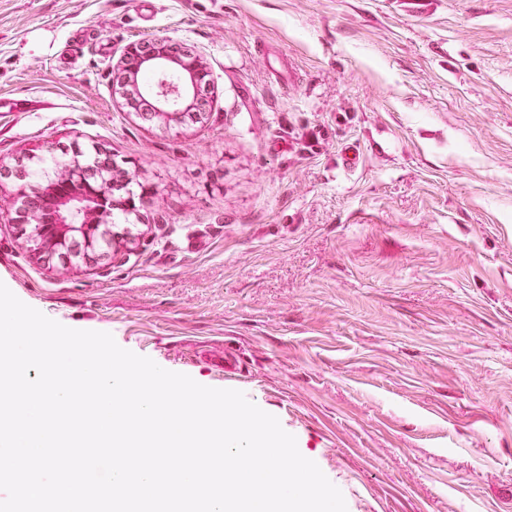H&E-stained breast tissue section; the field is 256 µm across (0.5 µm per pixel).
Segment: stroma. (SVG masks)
Segmentation results:
<instances>
[{
  "label": "stroma",
  "mask_w": 512,
  "mask_h": 512,
  "mask_svg": "<svg viewBox=\"0 0 512 512\" xmlns=\"http://www.w3.org/2000/svg\"><path fill=\"white\" fill-rule=\"evenodd\" d=\"M159 36L199 123L115 95ZM96 146L157 186L133 251L43 262L0 178L18 299L243 392L347 512H512V0H0V169ZM167 37L129 43L122 51L116 75V86L123 99L148 95L153 101V112H138L143 120L152 124L170 126L183 124L188 116L196 117L203 112H184L194 108L201 89L209 85V70L201 58L184 52ZM192 62L187 63L188 56ZM181 73L176 86L160 80L152 88L141 83L144 72H153L160 78ZM127 104H130L127 102Z\"/></svg>",
  "instance_id": "1"
}]
</instances>
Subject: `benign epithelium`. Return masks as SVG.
Listing matches in <instances>:
<instances>
[{
  "label": "benign epithelium",
  "mask_w": 512,
  "mask_h": 512,
  "mask_svg": "<svg viewBox=\"0 0 512 512\" xmlns=\"http://www.w3.org/2000/svg\"><path fill=\"white\" fill-rule=\"evenodd\" d=\"M189 53L166 37L129 43L122 51L116 86L122 97L149 96L153 111L142 112L143 120L170 126L185 118L197 117L186 112L196 105L199 92L209 85V70L201 58L187 62ZM51 154L38 157L32 175L14 168L16 182L12 198L16 214L31 250L45 261L108 260L131 250L114 240L112 210L121 208L136 213L156 194L150 186L145 196H128L121 202L104 205V198L114 195L119 184L112 171V155L99 156L88 167L81 156L64 160L61 168L45 164Z\"/></svg>",
  "instance_id": "obj_1"
}]
</instances>
